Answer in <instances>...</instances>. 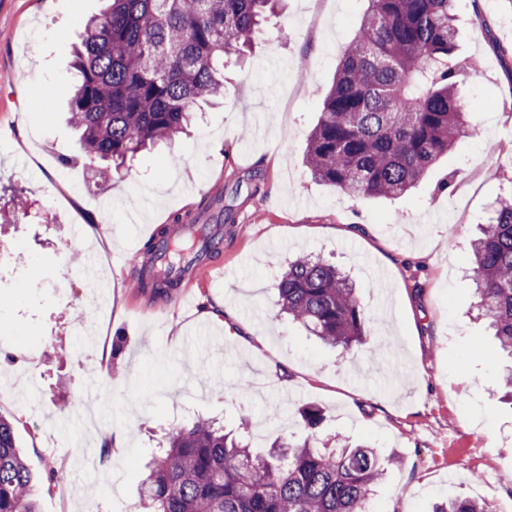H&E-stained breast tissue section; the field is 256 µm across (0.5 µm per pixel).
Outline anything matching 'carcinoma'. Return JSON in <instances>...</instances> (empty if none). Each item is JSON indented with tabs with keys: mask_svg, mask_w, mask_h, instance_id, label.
<instances>
[{
	"mask_svg": "<svg viewBox=\"0 0 512 512\" xmlns=\"http://www.w3.org/2000/svg\"><path fill=\"white\" fill-rule=\"evenodd\" d=\"M89 20L69 104L83 153L105 163L102 182L143 149L193 121L196 108L224 90V59L240 54L276 0H109ZM453 0H367L359 30L343 50L312 129L305 166L351 197H399L475 127L458 87L478 68L458 58ZM191 241L170 243L169 267L141 287L164 296L180 283L176 261L214 253L205 224H183ZM477 307L512 358V192L491 205L471 246ZM279 305L322 343L363 342L368 316L348 276L321 258L288 262ZM304 441L279 440L263 456L247 436L198 420L168 433L139 484L146 512H368L384 467L374 449L318 446L321 408L299 411ZM0 512H38L32 475L0 417ZM433 512H489L469 499L440 501Z\"/></svg>",
	"mask_w": 512,
	"mask_h": 512,
	"instance_id": "cac0c4a2",
	"label": "carcinoma"
}]
</instances>
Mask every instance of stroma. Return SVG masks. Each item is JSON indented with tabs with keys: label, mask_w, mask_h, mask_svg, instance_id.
Segmentation results:
<instances>
[{
	"label": "stroma",
	"mask_w": 512,
	"mask_h": 512,
	"mask_svg": "<svg viewBox=\"0 0 512 512\" xmlns=\"http://www.w3.org/2000/svg\"><path fill=\"white\" fill-rule=\"evenodd\" d=\"M105 5L0 0V197L24 187L35 201L0 234V416L40 512H135L173 425L204 417L231 431L245 412L263 453L305 437L309 405L333 446L401 458L370 512H430L460 495L512 512V359L470 281L478 226L512 190V0L452 7L458 54L481 72L460 87L483 103L475 131L407 195L359 200L315 181L303 156L366 0H284L244 59L225 60L223 98L106 188L67 122L74 50ZM178 217L219 226L224 247L209 275L183 279L186 302L160 306L128 261ZM300 254L350 276L373 348L324 345L280 315L275 283ZM104 434L120 449H103ZM78 444L94 451L88 469L65 459Z\"/></svg>",
	"instance_id": "stroma-1"
}]
</instances>
